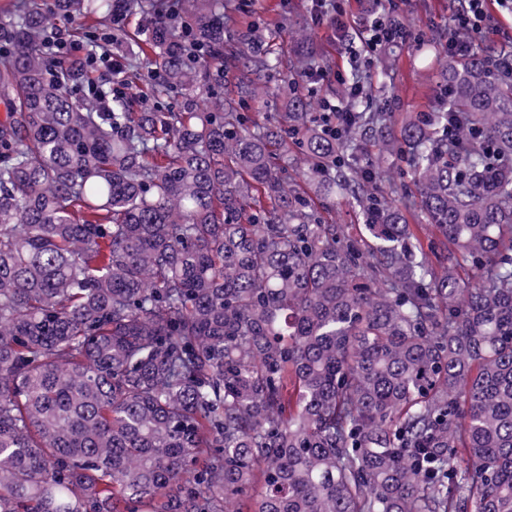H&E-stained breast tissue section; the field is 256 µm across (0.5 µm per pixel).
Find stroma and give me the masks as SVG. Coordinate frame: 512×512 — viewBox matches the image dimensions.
Wrapping results in <instances>:
<instances>
[{
    "instance_id": "obj_1",
    "label": "stroma",
    "mask_w": 512,
    "mask_h": 512,
    "mask_svg": "<svg viewBox=\"0 0 512 512\" xmlns=\"http://www.w3.org/2000/svg\"><path fill=\"white\" fill-rule=\"evenodd\" d=\"M452 0H405L399 18L413 32L425 36L427 43L417 46L409 41L373 54L361 68L373 75L371 96L373 107L392 113L391 136H398L406 114L431 112L439 105L440 86L434 67L436 57L448 52V18ZM234 17L259 21L265 34V48L290 70L293 43L290 34L296 30L310 33L320 50L319 63L335 70L346 63L347 42L328 27L316 26L310 20L311 0H224Z\"/></svg>"
}]
</instances>
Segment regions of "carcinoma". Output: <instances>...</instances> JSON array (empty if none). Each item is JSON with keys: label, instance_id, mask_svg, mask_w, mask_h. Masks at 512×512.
Returning a JSON list of instances; mask_svg holds the SVG:
<instances>
[{"label": "carcinoma", "instance_id": "cac0c4a2", "mask_svg": "<svg viewBox=\"0 0 512 512\" xmlns=\"http://www.w3.org/2000/svg\"><path fill=\"white\" fill-rule=\"evenodd\" d=\"M140 7L0 4V512H512V76L440 57L436 111L391 140L353 96L331 137L310 35L283 111L244 112L279 68L255 28L228 48L224 0H148L130 31ZM60 19L176 111L55 56ZM150 69H144L141 73L137 87H126L125 92L132 95L135 101V110L140 111L143 108H151L157 111L169 110L174 105L173 98L164 99L161 103H157L155 99L145 97L144 92L154 83V78H149L147 72Z\"/></svg>", "mask_w": 512, "mask_h": 512}]
</instances>
